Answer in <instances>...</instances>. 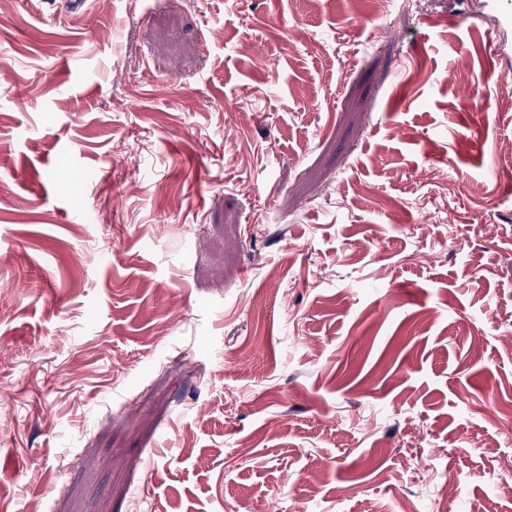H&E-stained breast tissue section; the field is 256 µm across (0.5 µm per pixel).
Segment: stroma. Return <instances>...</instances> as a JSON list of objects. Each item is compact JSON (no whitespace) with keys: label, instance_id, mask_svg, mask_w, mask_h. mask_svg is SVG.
I'll list each match as a JSON object with an SVG mask.
<instances>
[{"label":"stroma","instance_id":"1","mask_svg":"<svg viewBox=\"0 0 512 512\" xmlns=\"http://www.w3.org/2000/svg\"><path fill=\"white\" fill-rule=\"evenodd\" d=\"M85 9L0 0V512H512V30Z\"/></svg>","mask_w":512,"mask_h":512}]
</instances>
